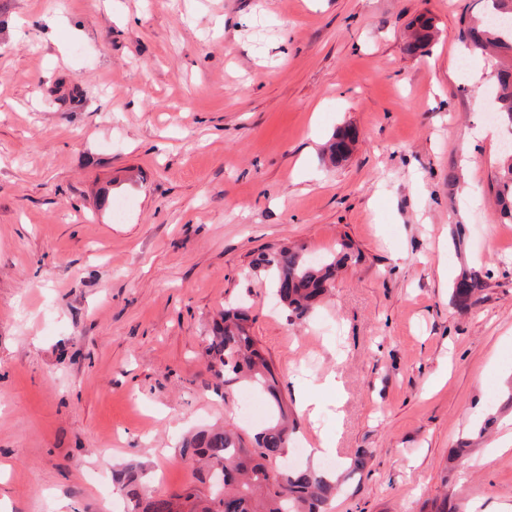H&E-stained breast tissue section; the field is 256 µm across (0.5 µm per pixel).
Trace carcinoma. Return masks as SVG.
Returning a JSON list of instances; mask_svg holds the SVG:
<instances>
[{
    "label": "carcinoma",
    "instance_id": "obj_1",
    "mask_svg": "<svg viewBox=\"0 0 512 512\" xmlns=\"http://www.w3.org/2000/svg\"><path fill=\"white\" fill-rule=\"evenodd\" d=\"M512 21V0H483L480 17L461 31L470 51L497 58L493 90L501 124L512 130V24H494L491 17ZM406 51L416 54L429 46L435 26L429 17H418ZM354 130L344 126L336 131L326 147L332 163L346 158L347 140ZM495 198L505 223H512V157L503 160L495 176ZM260 264L273 272L276 295L292 316L305 318L330 290L334 259L315 264L302 249L284 247L265 255ZM486 288L482 272L465 269L451 288L452 303L467 309ZM250 308L237 305L224 311L222 324L209 337L205 349L209 369L224 385L242 381L265 391L273 405L272 420L255 434L249 446L234 429L202 430L183 441L182 459L203 464L197 482L200 486L185 493L141 495L138 475L131 469L113 472V479L130 488L132 512H330L338 484L331 471L310 466L284 467L282 456L291 443L288 406L281 398L277 375L250 334Z\"/></svg>",
    "mask_w": 512,
    "mask_h": 512
}]
</instances>
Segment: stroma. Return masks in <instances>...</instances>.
I'll list each match as a JSON object with an SVG mask.
<instances>
[{"mask_svg": "<svg viewBox=\"0 0 512 512\" xmlns=\"http://www.w3.org/2000/svg\"><path fill=\"white\" fill-rule=\"evenodd\" d=\"M479 0H0V512H130L126 466L195 485L182 438L245 437L204 347L231 305L294 409L305 464L336 449L331 512H512V224L504 158L458 33ZM431 16L426 53L407 25ZM351 126L344 161L326 142ZM456 184H449V176ZM462 228L464 244L452 236ZM346 250L289 317L259 254ZM487 271L459 310L462 266ZM343 395L323 388L328 376ZM315 390L316 415L299 412ZM367 468L351 471L357 449ZM470 458L472 467L461 464ZM495 198L504 223H512V157L503 160L499 172L495 176Z\"/></svg>", "mask_w": 512, "mask_h": 512, "instance_id": "1", "label": "stroma"}]
</instances>
